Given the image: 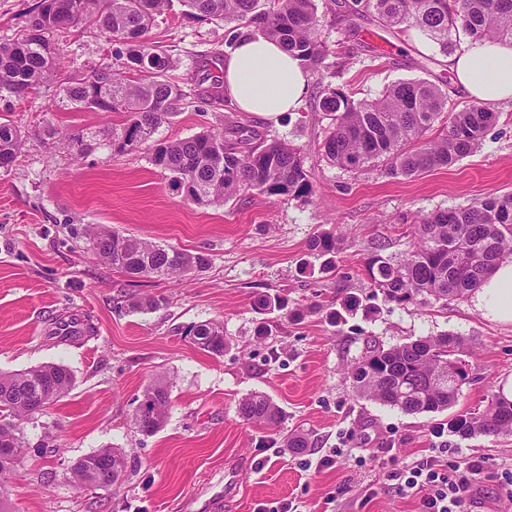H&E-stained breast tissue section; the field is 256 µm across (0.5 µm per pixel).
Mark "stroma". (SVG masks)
Segmentation results:
<instances>
[{"label": "stroma", "mask_w": 512, "mask_h": 512, "mask_svg": "<svg viewBox=\"0 0 512 512\" xmlns=\"http://www.w3.org/2000/svg\"><path fill=\"white\" fill-rule=\"evenodd\" d=\"M226 34L223 22L191 16L153 27L152 40L177 61L171 79L188 92L155 139L248 124L302 148L314 173L310 201L254 191L221 207L185 200L151 164L150 145L113 152L100 131L121 115L60 106L53 78L0 111V122L24 135L12 169H0V372L60 363L74 376L65 397L20 424L29 446L5 481L13 512H204L214 499L220 512L287 501L298 512H418V496L397 494L387 473L430 455L445 463L484 458L489 478L475 494L478 512H512L498 498L501 474L512 472V434L462 438L437 428L449 416L484 410L512 377V326L485 319L468 297L423 309L381 302L343 322L330 316L336 299L368 294L362 269L375 243L399 255L415 216L512 191V103L496 105L499 118L480 146L450 168L411 178L376 166L354 173L321 155L329 121L316 92L275 120L209 101L193 76L206 61L218 73L212 60L223 54ZM111 51L97 29L78 26L64 43L63 71L77 76ZM344 61L338 70L326 59L312 83L371 100L393 83L424 80L447 87L452 102L470 101L447 56L414 28L376 31ZM77 131L92 143L81 159L60 144ZM93 224L203 253L209 264L179 283L129 278L95 260L86 236ZM324 231L344 243L326 273L309 248ZM265 294L284 297L287 308L276 314V331L260 340L263 317L254 302ZM148 296L163 297V305L136 310L135 301ZM306 305L303 319H288ZM70 315L84 321L85 333L53 336L54 324ZM208 320L224 324L223 355L199 349L185 334ZM444 332L469 341L467 376L449 412L408 415L355 397L348 367L366 343L390 347ZM156 382L168 388L170 405L162 426L146 434L133 415ZM252 392L280 407L276 427L240 419L238 403ZM297 433L311 446L294 455L281 443ZM334 447L333 464L318 466ZM103 448L127 461L123 480L109 489L76 487L72 464Z\"/></svg>", "instance_id": "1"}]
</instances>
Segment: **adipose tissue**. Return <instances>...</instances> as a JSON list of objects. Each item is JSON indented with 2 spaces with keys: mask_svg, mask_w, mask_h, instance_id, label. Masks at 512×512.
<instances>
[{
  "mask_svg": "<svg viewBox=\"0 0 512 512\" xmlns=\"http://www.w3.org/2000/svg\"><path fill=\"white\" fill-rule=\"evenodd\" d=\"M448 68L472 99L512 101V43L479 40L449 57ZM310 76L300 60L276 41L241 38L224 59V94L241 111L267 119L292 112L303 103ZM473 303L486 319L512 324V261L499 264L475 290Z\"/></svg>",
  "mask_w": 512,
  "mask_h": 512,
  "instance_id": "adipose-tissue-1",
  "label": "adipose tissue"
}]
</instances>
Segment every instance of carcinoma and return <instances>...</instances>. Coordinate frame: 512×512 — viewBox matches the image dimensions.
<instances>
[{"instance_id":"1","label":"carcinoma","mask_w":512,"mask_h":512,"mask_svg":"<svg viewBox=\"0 0 512 512\" xmlns=\"http://www.w3.org/2000/svg\"><path fill=\"white\" fill-rule=\"evenodd\" d=\"M176 4L184 15L223 20L229 26L228 46L241 28L281 41L312 74L330 54L319 32L315 0H39L24 35L0 44V99L8 103L36 92L61 56L59 38L78 25H94L107 40L120 44L115 50L119 64H91L82 78L66 79L61 104L75 112L123 115V123L103 130V136L111 139L116 153L138 149L177 114L186 97L182 86L169 80L176 60L148 38L158 19L173 15ZM336 9L353 37L368 23L392 32L416 28L446 54L457 47L453 34L459 31L475 40L512 42V0H340ZM208 80L210 100H224L221 81L203 65L198 84ZM318 97L320 111L331 117L321 148L328 163L355 172L378 165L393 177L454 165L479 147L498 118L484 104L450 103L447 90L423 80L397 82L372 100H356L329 85L320 88ZM22 142L20 129L0 122V168L12 167ZM63 145L77 157L91 148L80 135ZM150 161L168 174L176 191L200 206H222L245 191L303 202L314 194V174L305 166L302 149L267 139L242 122L224 131L207 129L160 142ZM88 236L98 259L131 278L179 279L208 264L201 253L164 248L105 225L91 227ZM404 236L407 250L401 259L383 255L382 244L365 259L370 297L402 307L464 299L498 263L512 259V192L423 215ZM341 242L324 232L311 240L310 248L331 265ZM186 335L212 355H222L228 344L223 324L216 321L194 324ZM466 346L464 337L448 332L389 348L369 345L350 364L348 377L360 398L405 414L441 413L458 402L466 371L450 378L448 367ZM72 385L71 371L61 364L1 372L0 445L22 453L17 421L34 414L29 397H41L51 406ZM144 396L150 402L135 413L134 422L140 431L152 433L166 417L168 390L152 384ZM237 412L244 422L261 428L273 427L281 418L279 406L259 392L242 398ZM446 425L448 432L464 438L511 434L512 402L495 398L485 410L455 415ZM71 471L76 486L100 487L109 471L124 477L126 462L115 449L102 448L76 461Z\"/></svg>"}]
</instances>
